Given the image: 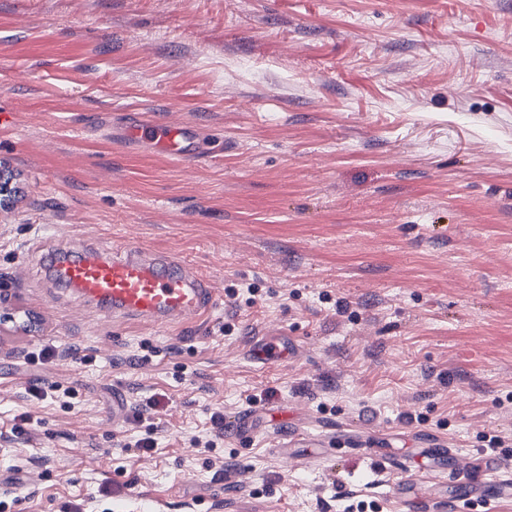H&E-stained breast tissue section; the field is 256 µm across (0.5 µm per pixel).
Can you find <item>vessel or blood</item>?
<instances>
[{
	"label": "vessel or blood",
	"mask_w": 512,
	"mask_h": 512,
	"mask_svg": "<svg viewBox=\"0 0 512 512\" xmlns=\"http://www.w3.org/2000/svg\"><path fill=\"white\" fill-rule=\"evenodd\" d=\"M122 136L177 161L191 153L183 125L138 123L123 129ZM47 258L50 277L69 295L116 321L135 320L157 328L183 325L217 304L208 279L185 260L132 248L119 253L92 245L51 246ZM431 456V463L421 464V471L453 474L464 488L460 512H466L475 499L491 512L498 499L512 494V471L495 461L475 472L459 463L449 464L447 449H432Z\"/></svg>",
	"instance_id": "1"
}]
</instances>
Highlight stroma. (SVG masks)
Here are the masks:
<instances>
[{"label":"stroma","mask_w":512,"mask_h":512,"mask_svg":"<svg viewBox=\"0 0 512 512\" xmlns=\"http://www.w3.org/2000/svg\"><path fill=\"white\" fill-rule=\"evenodd\" d=\"M157 119L196 157L113 134ZM0 164V512H114V483L157 512H416L396 487L460 489L389 458L497 435L512 468V0H0ZM75 240L188 259L217 306L71 303L40 257ZM217 412L254 425L196 445ZM259 349L258 357L265 362H277L288 354L285 342L279 336H286L283 332H274Z\"/></svg>","instance_id":"obj_1"}]
</instances>
